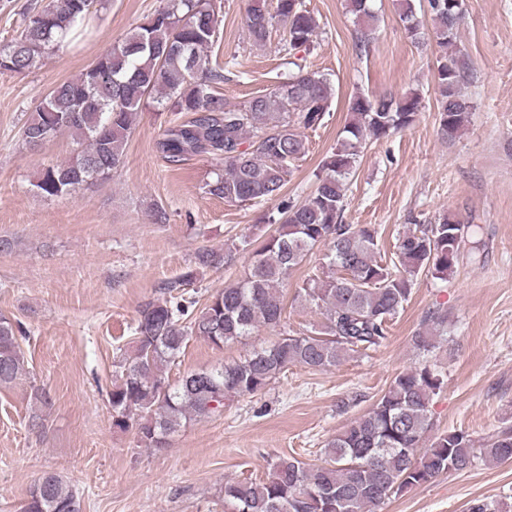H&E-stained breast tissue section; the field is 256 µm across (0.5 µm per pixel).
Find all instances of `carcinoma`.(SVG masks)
<instances>
[{"label":"carcinoma","mask_w":512,"mask_h":512,"mask_svg":"<svg viewBox=\"0 0 512 512\" xmlns=\"http://www.w3.org/2000/svg\"><path fill=\"white\" fill-rule=\"evenodd\" d=\"M96 0H48L27 13L14 38L0 44V73L22 74L48 53L65 52L73 38L90 33ZM434 36L441 49L435 93L443 139L453 141L475 110L461 90L467 66L457 46L464 0H428ZM361 22L359 49L369 47L376 15L371 0H347ZM408 33L421 37L413 0H398ZM250 38L266 46L274 26L283 29L279 48L288 72L266 94L231 104L217 91L224 67L208 54L219 13L212 0H169L134 27L76 78L57 84L36 106L20 130L22 145L37 150L63 133L83 148L67 161L45 167L33 184L45 198L73 197L87 185L105 181L126 158V146L139 113L177 112L188 119L168 126L157 149L177 164L207 156L222 167L205 183V193L228 203L271 201L264 215L269 230L261 241L244 236L224 252L197 254L198 265L220 268L248 254L244 275L210 295L196 313L197 301L181 287L185 273L163 287V295L143 302L134 326L132 350L116 363L110 392L112 427L135 430L143 448H163L183 423L210 417L236 397L255 395L290 366L322 371L345 356L381 346L389 324L403 309L419 273L446 280L464 254L480 252L477 224L442 214L417 224L397 240V260L378 257V228L345 224L348 179L367 141L380 140L410 126L424 101L418 91L402 97L359 93L348 102L352 119L343 137L322 162L314 190L302 202L282 194L294 163L306 153L304 131L330 118L332 86L308 69L318 38V19L303 0H248L243 15ZM324 248L321 276L297 292L320 309L325 322L311 335L284 334L267 347L212 368L192 370L172 383L166 368L189 340L201 338L222 348L252 335L261 326H281L288 275L315 248ZM448 315L434 309L413 348L429 353L439 347ZM18 326L0 316V384L25 371ZM443 385L431 366L398 374L366 414L326 446L320 464L279 456L266 479L224 482L230 512H376L386 500L441 473L462 471L476 460H512V426L486 442L464 431H450L423 447L432 428L430 403ZM23 512H80V500L54 472L44 473L30 489Z\"/></svg>","instance_id":"carcinoma-1"}]
</instances>
